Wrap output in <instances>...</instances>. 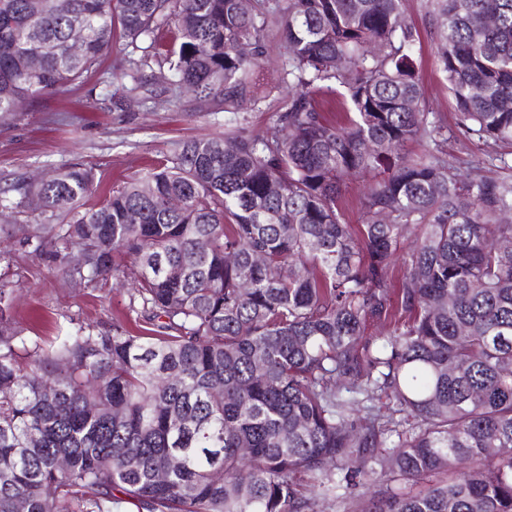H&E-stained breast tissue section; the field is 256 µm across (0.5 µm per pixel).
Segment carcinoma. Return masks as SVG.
Wrapping results in <instances>:
<instances>
[{
  "label": "carcinoma",
  "instance_id": "carcinoma-1",
  "mask_svg": "<svg viewBox=\"0 0 512 512\" xmlns=\"http://www.w3.org/2000/svg\"><path fill=\"white\" fill-rule=\"evenodd\" d=\"M485 4L428 0L437 57L458 126L512 143V0L493 27ZM271 28L289 47L279 137L176 142L84 212L82 166L0 197L1 240L59 243L69 277L132 285L139 327L26 336L0 282V512H111L120 494L145 512H317L359 507L379 478L407 488L367 512H512V160L496 155L497 179L448 162L402 0H0V121L118 39H150L129 68L233 112ZM162 30L177 47L157 48ZM348 173L370 178L359 224ZM24 203L63 223L9 224ZM344 180V196L341 205L350 224L361 223L362 199L365 180L356 174H346Z\"/></svg>",
  "mask_w": 512,
  "mask_h": 512
}]
</instances>
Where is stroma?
Segmentation results:
<instances>
[{
    "label": "stroma",
    "instance_id": "stroma-1",
    "mask_svg": "<svg viewBox=\"0 0 512 512\" xmlns=\"http://www.w3.org/2000/svg\"><path fill=\"white\" fill-rule=\"evenodd\" d=\"M402 9L416 32L414 59L425 102L439 123L453 128L456 104L437 60L426 2L403 0ZM139 55V50L116 41L81 83L61 95H32L25 111L0 123V196L19 200L18 183L83 164L95 173L97 188L88 199L93 205L126 178L165 159L174 141L221 136L240 128L259 138L275 133L277 115L286 109L280 67L288 44L279 31H270L265 39L259 100L245 102L235 112L202 104L176 89L150 94L145 89L153 81L148 70L113 78L122 59ZM445 149L460 172L477 167L495 178L500 171L494 155L506 146L454 132ZM7 250L0 280L14 289V316L25 335L51 338L87 324L102 330L115 324L134 327L128 289L70 285L55 262L19 241L8 242Z\"/></svg>",
    "mask_w": 512,
    "mask_h": 512
}]
</instances>
